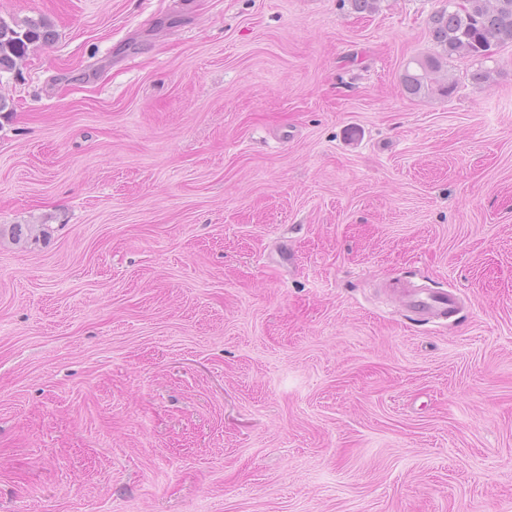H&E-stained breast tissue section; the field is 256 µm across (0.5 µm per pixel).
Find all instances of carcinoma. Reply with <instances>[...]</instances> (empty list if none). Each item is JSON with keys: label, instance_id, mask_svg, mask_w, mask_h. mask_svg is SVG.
<instances>
[{"label": "carcinoma", "instance_id": "obj_1", "mask_svg": "<svg viewBox=\"0 0 512 512\" xmlns=\"http://www.w3.org/2000/svg\"><path fill=\"white\" fill-rule=\"evenodd\" d=\"M355 13H373L381 0H342ZM433 52L412 61L402 75L405 92L413 97L456 91V81L438 82L433 75L448 67V60L469 57L493 59L499 47L512 45V0H448L430 17ZM53 30L45 20H28L11 26L0 20V72L21 65L30 49L50 41Z\"/></svg>", "mask_w": 512, "mask_h": 512}]
</instances>
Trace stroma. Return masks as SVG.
I'll list each match as a JSON object with an SVG mask.
<instances>
[{
  "mask_svg": "<svg viewBox=\"0 0 512 512\" xmlns=\"http://www.w3.org/2000/svg\"><path fill=\"white\" fill-rule=\"evenodd\" d=\"M445 3L0 0V512H512V46L410 97ZM53 30L45 20H28L10 26L0 19V73L21 65L30 49L50 41ZM399 306L420 321L448 319V312L457 307V296L452 291L435 292L425 288H395Z\"/></svg>",
  "mask_w": 512,
  "mask_h": 512,
  "instance_id": "stroma-1",
  "label": "stroma"
}]
</instances>
